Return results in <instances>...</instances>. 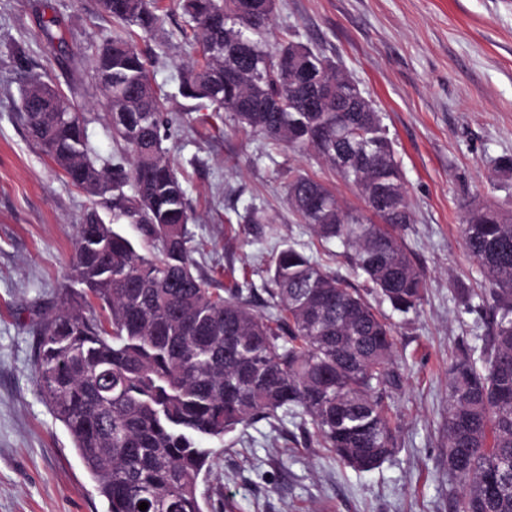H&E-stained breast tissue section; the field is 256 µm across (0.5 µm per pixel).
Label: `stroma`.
I'll use <instances>...</instances> for the list:
<instances>
[{
  "label": "stroma",
  "mask_w": 512,
  "mask_h": 512,
  "mask_svg": "<svg viewBox=\"0 0 512 512\" xmlns=\"http://www.w3.org/2000/svg\"><path fill=\"white\" fill-rule=\"evenodd\" d=\"M163 3L161 32L135 43L155 54V83L168 99L165 145L188 175L193 258L215 290L249 278L261 308L275 244L313 240L288 211L281 169L326 183L348 207L363 202L315 156L272 150L230 114L189 111L179 73L199 54L179 37L187 18L175 0ZM47 5L66 21L52 53L41 32ZM113 30L96 0H0V512L106 509L69 433L38 395L33 326L71 284L83 212L97 208L108 223L112 210L69 184L31 139L21 97L38 77L100 112L90 55ZM294 34L349 72L382 112L402 161L414 213L405 243L427 288L418 312L396 320L400 381L388 405L398 448L380 467L357 471L304 440L293 419L260 421L236 431L234 443H217L199 490L224 512H454L448 363L484 328L455 294L479 285L459 224L465 207L512 202V181L494 169L495 159L512 156V0H278L270 39ZM252 205L274 218L278 241L241 222Z\"/></svg>",
  "instance_id": "35a3bbf8"
}]
</instances>
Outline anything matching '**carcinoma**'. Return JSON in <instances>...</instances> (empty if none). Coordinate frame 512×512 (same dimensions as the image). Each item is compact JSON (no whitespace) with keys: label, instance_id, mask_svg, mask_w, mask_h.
Returning <instances> with one entry per match:
<instances>
[{"label":"carcinoma","instance_id":"cac0c4a2","mask_svg":"<svg viewBox=\"0 0 512 512\" xmlns=\"http://www.w3.org/2000/svg\"><path fill=\"white\" fill-rule=\"evenodd\" d=\"M178 2L201 56L183 72L180 95L196 110L231 113L276 148L314 152L358 192L363 211L290 169L285 202L320 241L338 244L336 256L367 289L350 287L304 244L271 256L262 310L248 281L224 295L208 287L191 257L186 188L163 146L166 100L152 57L134 41L159 29V0H98L119 28L90 59L100 100L112 92V111L99 120L129 165L91 154L90 118L52 84L32 80L21 105L29 134L68 182L112 195V223L89 211L77 224V287L62 289L58 308L33 329L41 399L71 435L107 512H140L142 502L145 512H209L198 488L216 452L203 442L290 414L342 465L380 466L398 442L385 405L399 382L396 326L368 296L407 316L426 289L402 235L413 218L400 160L382 114L343 67L296 35L270 43L275 0ZM283 59L322 70L329 92L318 110ZM129 125L144 139L128 140ZM122 219L138 225L147 253L114 229ZM240 219L277 237L260 207ZM460 235L482 287L457 296L488 322L448 366V474L461 487L456 512H512V210L469 208Z\"/></svg>","mask_w":512,"mask_h":512}]
</instances>
